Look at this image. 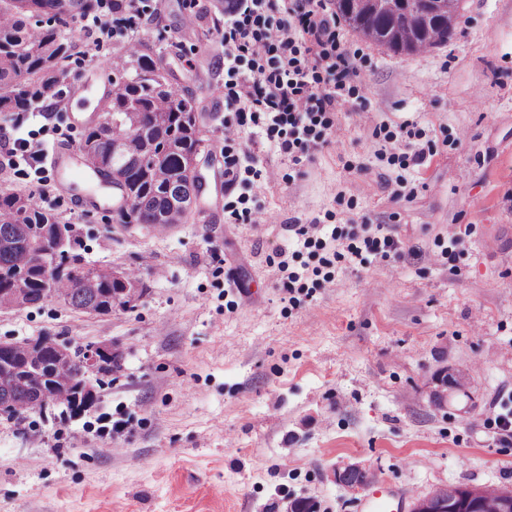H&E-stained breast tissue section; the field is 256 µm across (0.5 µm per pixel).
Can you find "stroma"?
<instances>
[{
	"mask_svg": "<svg viewBox=\"0 0 512 512\" xmlns=\"http://www.w3.org/2000/svg\"><path fill=\"white\" fill-rule=\"evenodd\" d=\"M114 2L63 29L66 122L0 113V193L74 225L85 265L138 276L108 314L0 309L2 341L108 342L119 362L79 414L0 418V512H360L385 485L411 512L450 484L512 489V0H463L453 38L415 54L340 24L357 75L295 163L263 131L224 141L215 0ZM133 38L192 94L202 152L257 172L206 168L199 210L163 228L117 223L110 191L12 153L80 144L112 83L81 105L72 84ZM446 369L467 391L439 401ZM347 465L368 487L337 482Z\"/></svg>",
	"mask_w": 512,
	"mask_h": 512,
	"instance_id": "1",
	"label": "stroma"
}]
</instances>
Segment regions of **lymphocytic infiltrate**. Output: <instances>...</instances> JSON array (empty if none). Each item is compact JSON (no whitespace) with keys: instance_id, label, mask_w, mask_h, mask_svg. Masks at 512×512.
<instances>
[{"instance_id":"1","label":"lymphocytic infiltrate","mask_w":512,"mask_h":512,"mask_svg":"<svg viewBox=\"0 0 512 512\" xmlns=\"http://www.w3.org/2000/svg\"><path fill=\"white\" fill-rule=\"evenodd\" d=\"M326 0H224V100L238 126L274 132L291 157L356 75Z\"/></svg>"}]
</instances>
